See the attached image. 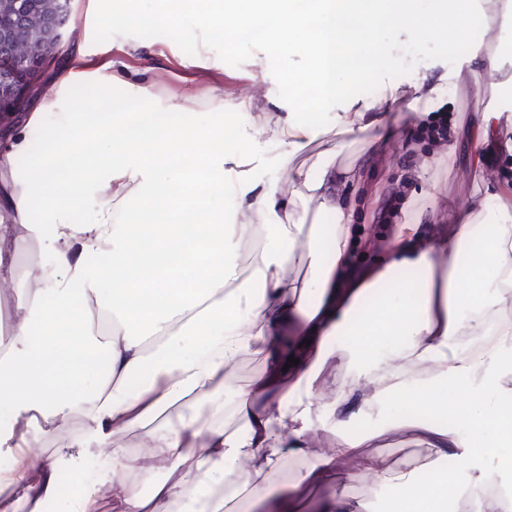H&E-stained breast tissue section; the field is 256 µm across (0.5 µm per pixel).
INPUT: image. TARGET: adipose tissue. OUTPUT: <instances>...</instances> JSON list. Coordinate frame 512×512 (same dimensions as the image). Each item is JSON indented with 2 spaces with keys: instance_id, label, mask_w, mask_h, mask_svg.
<instances>
[{
  "instance_id": "1",
  "label": "adipose tissue",
  "mask_w": 512,
  "mask_h": 512,
  "mask_svg": "<svg viewBox=\"0 0 512 512\" xmlns=\"http://www.w3.org/2000/svg\"><path fill=\"white\" fill-rule=\"evenodd\" d=\"M188 13L204 30L236 20L271 32L282 52L306 55L296 82L310 105L332 113L340 133H369L371 152L387 145L390 119L439 100L443 83L419 75L390 84L384 101L343 102L336 76L352 47L383 27L412 33L426 24L461 38L487 20L482 0H435L425 18L414 0H158L135 20L168 28ZM72 80L61 75L42 107L60 112L50 142L66 136L77 153H52L22 176L24 132L0 148V209L10 216L0 224V261L43 238L36 216L45 209L57 259L39 285L24 277L14 284L17 314L11 338L0 340V379L12 385L14 415L46 411L63 422L75 412L83 426L37 467L0 471V512L12 508L9 491L41 512L57 495L59 473L93 453L110 464L69 512H99L107 496L117 512H224L229 502L258 512L292 497L315 500L319 512H359L346 497L315 493L372 447L375 433L337 434L334 448L310 454L293 482L278 480L288 455L307 452L315 385L337 356L375 385V398L401 396L405 414L395 428L422 448L416 472L364 460L388 485L390 512H446L452 498L466 512H493L486 491L494 472L452 481L439 463L452 454L467 468L495 451L512 470V185L495 196L500 223L486 224L485 203L475 200L455 211L449 230L425 236L402 225L377 265L358 270L348 241L358 213L348 193L361 166H338L333 146L292 170L287 186L251 178L262 144L279 142L287 163L318 138L317 126L290 115L242 122L243 149L230 173L223 154L197 148L214 138L211 129L134 127L118 112L72 125L62 110ZM182 212L201 223L176 222ZM326 213L333 223H322ZM261 235L268 241L244 272L240 250ZM91 255L106 258L112 278L89 274ZM297 267L303 276L289 278ZM410 267L417 277L402 278ZM76 295L84 307L69 308ZM50 297L60 307L51 323L43 314ZM100 349L108 377L90 385L85 363ZM245 357L259 368L236 389L229 373ZM230 388L232 431L201 415L205 398ZM134 431L153 462L170 466L146 495L130 477L139 460L114 441Z\"/></svg>"
}]
</instances>
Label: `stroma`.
<instances>
[{"mask_svg":"<svg viewBox=\"0 0 512 512\" xmlns=\"http://www.w3.org/2000/svg\"><path fill=\"white\" fill-rule=\"evenodd\" d=\"M155 0H95L94 10H87L86 0H72L76 31L71 34L56 63L43 76L45 86H53L57 74L67 68L71 56L84 52L88 67L112 62V70L123 74L118 81L100 88L91 87L85 75H78L66 105L75 123L84 124L106 119L110 113H123L133 120L141 112L159 116L166 124H203L215 126L222 135L225 160L240 152L238 132L240 99L252 98V114L260 120L280 114L281 104H288L297 121L311 123L321 130L320 137L297 155V162L315 157L329 146L338 144L341 165L355 163L363 146L360 134H339L329 113H316L299 101H290L289 84L293 74L303 71L307 60L288 55L265 38L249 44L226 45L222 38L198 29L195 16H184L178 30L143 27L129 22L110 26L111 17L148 11ZM454 37H439L433 31L405 34L386 27L359 44L358 56H365L376 66L368 78L350 70L340 74L343 96L357 98L358 88L385 91L388 80L408 82L419 74L439 76L451 69H467L470 46L490 44L499 55V67L484 77L481 84L460 87L448 82L439 102L448 114L454 132L446 141L436 143L421 131L426 112L417 113L409 124H393V134L385 150L377 154L351 195L361 210L358 224L351 230L359 237L391 236L393 226L380 224L376 216L392 187L406 184L408 194L398 223H406L411 213L421 210L447 221L457 208L481 199L486 203V221L498 223L500 216L493 203L504 181L512 179V12L498 15L490 30L475 29L467 48L454 50ZM150 87L147 96L137 95L136 87ZM223 91L225 106L212 108V94ZM184 104L181 112L172 111L171 102ZM477 112L502 115V137L492 152V172L483 178L473 177L477 150L467 126ZM323 395L314 406L311 418L319 431L317 447H327L332 430L353 427L383 431L384 436L373 448L386 465L414 469L419 465L418 448L406 436L390 433L398 413L393 400H370L366 389L352 386L351 375L337 360L331 361L319 380ZM345 393L356 408V418L334 409L333 398ZM329 495H346L360 501L365 512H389L387 487L360 470L342 473L325 489Z\"/></svg>","mask_w":512,"mask_h":512,"instance_id":"35a3bbf8","label":"stroma"}]
</instances>
